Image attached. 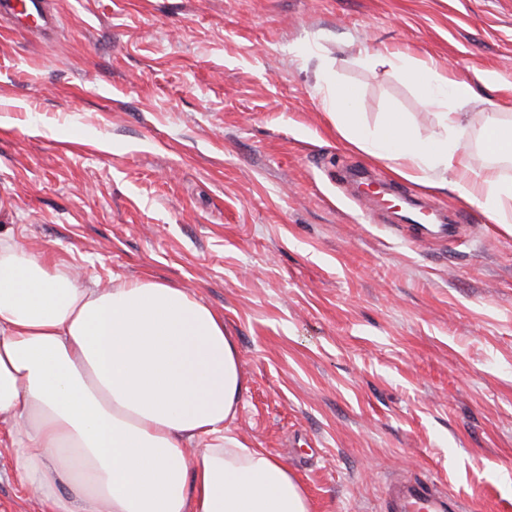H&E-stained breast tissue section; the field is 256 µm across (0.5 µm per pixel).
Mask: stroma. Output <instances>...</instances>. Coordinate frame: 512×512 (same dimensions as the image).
Segmentation results:
<instances>
[{"label": "stroma", "instance_id": "stroma-1", "mask_svg": "<svg viewBox=\"0 0 512 512\" xmlns=\"http://www.w3.org/2000/svg\"><path fill=\"white\" fill-rule=\"evenodd\" d=\"M55 32L0 21V238L83 281L143 274L224 319L245 389L228 428L285 462L310 512H381L397 472L462 512H512V236L346 143L439 130L390 53L467 80L463 142L512 124V0H49ZM501 103L486 109L485 99ZM361 169L458 220L448 237L361 202ZM0 512H45L0 444Z\"/></svg>", "mask_w": 512, "mask_h": 512}]
</instances>
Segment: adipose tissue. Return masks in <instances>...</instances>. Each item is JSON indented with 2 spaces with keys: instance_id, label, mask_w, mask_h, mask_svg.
<instances>
[{
  "instance_id": "ef3b65f1",
  "label": "adipose tissue",
  "mask_w": 512,
  "mask_h": 512,
  "mask_svg": "<svg viewBox=\"0 0 512 512\" xmlns=\"http://www.w3.org/2000/svg\"><path fill=\"white\" fill-rule=\"evenodd\" d=\"M412 76L439 110L428 142L398 112L365 133L351 87L329 90L337 133L410 181L436 187L435 170L452 173L512 235V184L452 140L485 75L418 64ZM244 388L223 318L184 289L151 276L88 287L66 263L0 239V427L47 512H309L281 460L228 434Z\"/></svg>"
}]
</instances>
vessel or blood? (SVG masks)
<instances>
[{
	"label": "vessel or blood",
	"instance_id": "1",
	"mask_svg": "<svg viewBox=\"0 0 512 512\" xmlns=\"http://www.w3.org/2000/svg\"><path fill=\"white\" fill-rule=\"evenodd\" d=\"M46 0H0V18L14 17L26 28L45 33ZM384 512H459L458 499L437 482L410 474L390 476L385 484Z\"/></svg>",
	"mask_w": 512,
	"mask_h": 512
}]
</instances>
